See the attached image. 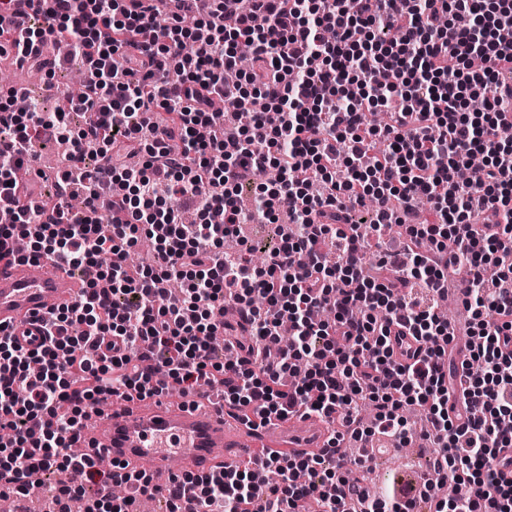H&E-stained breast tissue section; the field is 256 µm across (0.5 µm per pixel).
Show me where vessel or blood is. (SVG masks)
I'll list each match as a JSON object with an SVG mask.
<instances>
[{"label": "vessel or blood", "instance_id": "vessel-or-blood-1", "mask_svg": "<svg viewBox=\"0 0 512 512\" xmlns=\"http://www.w3.org/2000/svg\"><path fill=\"white\" fill-rule=\"evenodd\" d=\"M65 278L61 268L45 259L0 262V326L11 330L20 345L35 347L40 318L75 302L83 291L78 282L63 288ZM224 414L222 400L207 392L179 408L161 396L146 403L116 398L111 412L90 417L83 435L86 444L114 465L150 477L155 489L169 484L176 460L185 473L218 472L226 465L256 467L261 434L275 433L290 453H317L327 445L328 425L314 415L274 420L261 428L244 422L231 433Z\"/></svg>", "mask_w": 512, "mask_h": 512}]
</instances>
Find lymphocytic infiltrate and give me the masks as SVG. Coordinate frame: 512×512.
<instances>
[{"mask_svg":"<svg viewBox=\"0 0 512 512\" xmlns=\"http://www.w3.org/2000/svg\"><path fill=\"white\" fill-rule=\"evenodd\" d=\"M19 32L0 29V57L17 55L54 77L38 44L67 43L88 69L82 96L56 111L15 109L0 90V261L52 260L87 270L72 305L43 320L35 348L0 328V494L24 497L44 477L67 473L55 499L67 512H139L147 478L101 470L83 449L91 408L115 396L162 394L168 381L191 393L221 387L224 403L260 422L297 413L337 418L328 446L378 433L407 443L405 408L422 407L439 449L434 472L449 486L435 512H512V0H175L126 9L125 0H26ZM257 63L239 70L236 47ZM235 98H263L267 113L225 135L214 111L224 76ZM481 111H469L475 99ZM390 112L386 126L370 111ZM84 114L72 126L71 113ZM45 135L67 141L53 206L31 210L16 181ZM470 167L462 182L457 173ZM275 170L271 181L260 172ZM249 185L269 221H286L263 267L225 251L245 223ZM189 203L185 224L171 200ZM426 203L432 221H419ZM483 215L475 239L459 225ZM387 224L404 238L362 271L361 253ZM154 242L152 259L129 254ZM467 264L470 318L463 361L439 307L449 268ZM237 307L242 322L223 319ZM293 340L279 360L282 320ZM235 344L216 361L209 339ZM418 343L397 360L394 335ZM459 393L461 406L449 411ZM374 407L364 427L359 399ZM325 455L271 456L255 471L185 473L168 490L169 512L194 502L216 512H349L344 467ZM129 487L116 498L112 489Z\"/></svg>","mask_w":512,"mask_h":512,"instance_id":"obj_1","label":"lymphocytic infiltrate"}]
</instances>
